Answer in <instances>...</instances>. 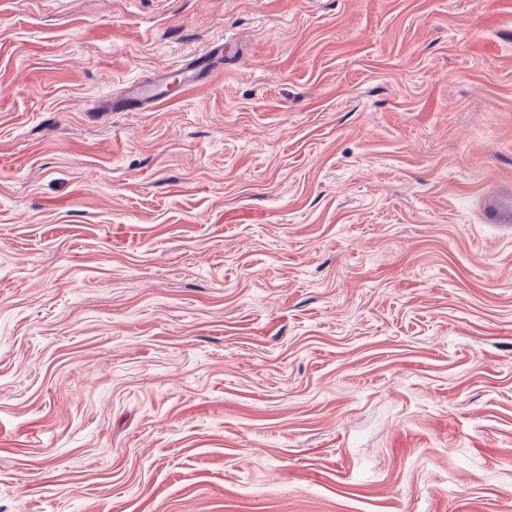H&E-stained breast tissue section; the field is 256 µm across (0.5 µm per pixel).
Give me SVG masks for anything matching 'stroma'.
I'll list each match as a JSON object with an SVG mask.
<instances>
[{"instance_id": "obj_1", "label": "stroma", "mask_w": 512, "mask_h": 512, "mask_svg": "<svg viewBox=\"0 0 512 512\" xmlns=\"http://www.w3.org/2000/svg\"><path fill=\"white\" fill-rule=\"evenodd\" d=\"M509 186L512 0H0V512H512ZM192 66L187 64L172 67L168 72L156 76L150 83L140 84L141 95L139 102L143 105L155 107L159 103L168 101V84L171 79L181 82L185 89L194 87L203 82L200 78L213 72L216 65L224 60V40L220 39L207 44L204 48L195 51L191 56ZM481 221L484 224H498L508 227L512 224V193L489 191L484 195L480 207Z\"/></svg>"}]
</instances>
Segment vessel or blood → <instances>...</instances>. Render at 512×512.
Instances as JSON below:
<instances>
[{"instance_id":"obj_1","label":"vessel or blood","mask_w":512,"mask_h":512,"mask_svg":"<svg viewBox=\"0 0 512 512\" xmlns=\"http://www.w3.org/2000/svg\"><path fill=\"white\" fill-rule=\"evenodd\" d=\"M223 57V41L207 44L192 54L190 64L172 67L168 72L153 78L152 82L141 84L140 102L153 107L167 101L168 84L173 80L181 82L184 88L194 87L204 74L214 71L221 64ZM480 216L485 224L503 227L512 225V193L497 190L488 192L481 201Z\"/></svg>"}]
</instances>
